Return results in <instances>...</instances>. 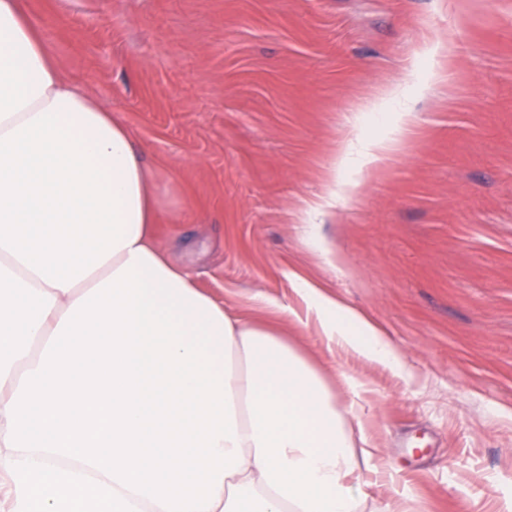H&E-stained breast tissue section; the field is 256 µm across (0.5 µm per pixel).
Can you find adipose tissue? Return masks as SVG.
<instances>
[{
	"instance_id": "adipose-tissue-1",
	"label": "adipose tissue",
	"mask_w": 512,
	"mask_h": 512,
	"mask_svg": "<svg viewBox=\"0 0 512 512\" xmlns=\"http://www.w3.org/2000/svg\"><path fill=\"white\" fill-rule=\"evenodd\" d=\"M128 130L0 0V499L8 512H359L374 451L269 327L158 247ZM322 336L400 366L307 282Z\"/></svg>"
}]
</instances>
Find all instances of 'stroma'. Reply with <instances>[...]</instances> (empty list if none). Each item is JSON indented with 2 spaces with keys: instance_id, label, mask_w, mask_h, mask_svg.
<instances>
[{
  "instance_id": "35a3bbf8",
  "label": "stroma",
  "mask_w": 512,
  "mask_h": 512,
  "mask_svg": "<svg viewBox=\"0 0 512 512\" xmlns=\"http://www.w3.org/2000/svg\"><path fill=\"white\" fill-rule=\"evenodd\" d=\"M156 175L158 245L354 405L361 512H512V0H21ZM412 115L398 133L401 113ZM393 140L336 175L339 145ZM301 274L402 369L327 344Z\"/></svg>"
}]
</instances>
